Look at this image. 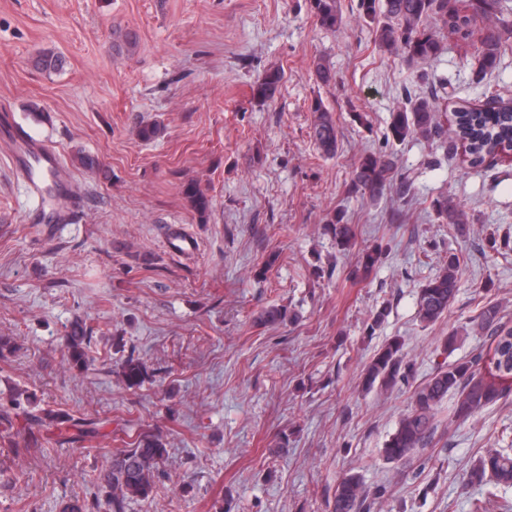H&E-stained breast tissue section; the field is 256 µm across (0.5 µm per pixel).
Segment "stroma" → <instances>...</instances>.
<instances>
[{"label": "stroma", "mask_w": 512, "mask_h": 512, "mask_svg": "<svg viewBox=\"0 0 512 512\" xmlns=\"http://www.w3.org/2000/svg\"><path fill=\"white\" fill-rule=\"evenodd\" d=\"M340 0L343 25H317L309 0H0V410L11 397L32 407L103 422L79 450L41 430L15 452L23 416L0 419V512H59L78 501L109 512L99 476L129 436L159 433L168 458L152 498L126 512H331L346 473L385 487L373 512H470L477 487L467 473L512 432V396L465 423L450 422L408 468L383 448L412 408L415 384L445 359L487 353L478 325L484 305L512 323V159L470 165L449 136L386 139L406 92H434L444 130L462 104H512V30L497 68L474 70L480 44L449 30L432 61L407 64L380 48ZM131 29L133 52L115 53L114 33ZM52 49L56 73L31 59ZM322 58L335 79L310 75ZM284 74L268 102L252 95L268 69ZM321 99L338 132L334 157L311 136L310 105ZM43 109L48 117L36 120ZM159 121L154 141L140 121ZM53 146L69 171L73 203L65 224L44 226L25 182L12 170L8 128ZM98 158L102 174L76 160ZM390 156L407 176L406 197L370 199L350 190L359 158ZM197 181L210 197L199 222L181 195ZM451 198L464 230L439 218ZM354 225L338 247L329 224ZM192 233L199 251L179 258L164 245L171 228ZM382 261L364 282L352 271L363 249ZM461 261L458 292L436 322H421L420 288L449 256ZM390 312L379 326L372 315ZM288 309L285 323L258 314ZM84 319L95 358L79 371L64 336ZM460 339L452 355L441 344ZM399 341L413 381L364 390L363 373L386 343ZM139 358L149 376L126 389L120 363Z\"/></svg>", "instance_id": "35a3bbf8"}]
</instances>
